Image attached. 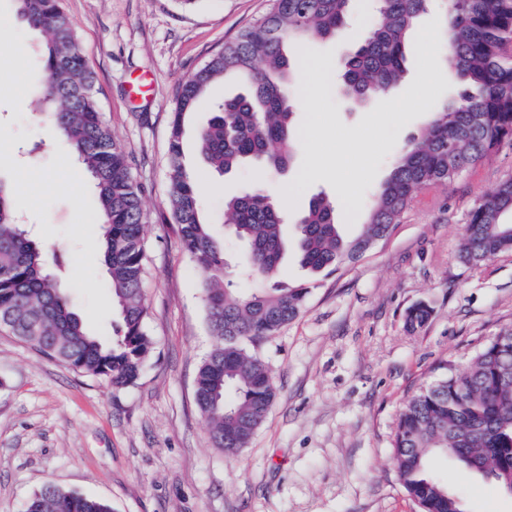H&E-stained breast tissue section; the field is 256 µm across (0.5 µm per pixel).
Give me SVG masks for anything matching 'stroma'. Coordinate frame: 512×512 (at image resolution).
I'll return each mask as SVG.
<instances>
[{"mask_svg": "<svg viewBox=\"0 0 512 512\" xmlns=\"http://www.w3.org/2000/svg\"><path fill=\"white\" fill-rule=\"evenodd\" d=\"M97 80L98 104L143 189L145 301L153 349L135 385L117 391L0 333V512H22L45 483L108 502L112 512H419L391 459L402 405L439 365L464 370L512 329V252L471 268L458 258L470 210L512 177V140L454 182L423 191L391 235L358 263L319 276L301 314L258 346L277 397L249 446L214 447L194 400L212 350L197 271L170 218L168 137L178 85L268 9V0H63ZM375 0H352L347 34L305 48L295 101L301 141L286 175L264 186L296 220L318 192L336 198V221L354 235L374 189L432 109L456 84L435 36L448 0H431L405 51V78L390 97L357 105L336 74L370 24ZM0 177L15 191L31 235L58 253L62 285L92 334L118 318L96 249L90 178L30 106L43 78V34L16 0H0ZM208 113L185 118L184 163L199 180L203 214L224 233V199L252 185L254 168L228 175L202 161ZM354 160L339 196L341 159ZM427 304L418 329L407 313ZM467 512H512L493 478L441 458L434 464Z\"/></svg>", "mask_w": 512, "mask_h": 512, "instance_id": "obj_1", "label": "stroma"}]
</instances>
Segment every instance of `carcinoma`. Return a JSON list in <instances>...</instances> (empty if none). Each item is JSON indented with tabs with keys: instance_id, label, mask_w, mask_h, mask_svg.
I'll return each mask as SVG.
<instances>
[{
	"instance_id": "cac0c4a2",
	"label": "carcinoma",
	"mask_w": 512,
	"mask_h": 512,
	"mask_svg": "<svg viewBox=\"0 0 512 512\" xmlns=\"http://www.w3.org/2000/svg\"><path fill=\"white\" fill-rule=\"evenodd\" d=\"M29 28L46 36L39 60L44 78L39 111L85 168L96 189L103 263L119 318L112 340L89 333L70 297L48 272L59 263L19 224L11 187L0 179V331L64 367L108 381L115 390L137 382L152 349L146 328V254L143 198L126 151L116 142L97 102L93 72L62 0H17ZM351 0H270L266 14L223 47L177 88L170 125L168 206L182 247L199 274L215 347L199 367L195 403L215 447L233 456L247 447L276 396L267 365L248 352L293 321L310 293L303 282L278 273L288 251L282 203L257 183L224 199V223L245 248L243 269L254 287L243 291L226 270L224 242L205 222L198 178L183 163V121L210 112L199 149L220 174L249 162L265 175L289 164L295 144L299 74L295 56L310 43L341 38ZM364 40L343 60V94L363 104L388 97L404 77L406 41L428 0H377ZM457 94L432 111L416 141L396 157L373 192L359 232L345 237L336 201L317 195L295 225L300 266L311 277L354 263L387 239L424 189L449 184L512 140V0H449V23L439 31ZM242 78L243 94L222 101L211 85ZM512 251V177L470 211L459 258L469 266ZM419 303L407 321L425 324ZM450 458L467 470L512 486V331L505 330L470 360L463 372L446 370L403 404L392 444L398 479L420 512H464L462 496L448 491L432 470ZM25 512H111L99 499L44 484Z\"/></svg>"
}]
</instances>
